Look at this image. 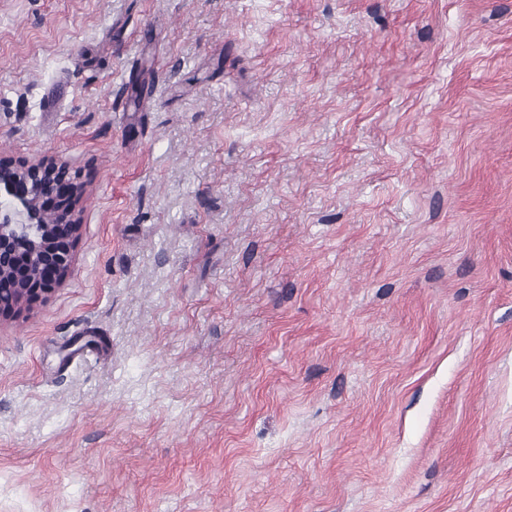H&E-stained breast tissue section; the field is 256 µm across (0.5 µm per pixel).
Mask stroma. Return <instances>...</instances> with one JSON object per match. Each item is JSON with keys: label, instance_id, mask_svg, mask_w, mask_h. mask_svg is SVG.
<instances>
[{"label": "stroma", "instance_id": "obj_1", "mask_svg": "<svg viewBox=\"0 0 512 512\" xmlns=\"http://www.w3.org/2000/svg\"><path fill=\"white\" fill-rule=\"evenodd\" d=\"M0 158V512H512V0H0ZM82 193L56 162L17 170L0 161V272L13 273L0 281V319L51 294L68 277L81 235L76 204ZM43 213H54L52 224L37 223ZM24 263H34L36 277Z\"/></svg>", "mask_w": 512, "mask_h": 512}]
</instances>
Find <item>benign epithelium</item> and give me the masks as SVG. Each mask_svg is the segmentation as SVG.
Listing matches in <instances>:
<instances>
[{"label":"benign epithelium","mask_w":512,"mask_h":512,"mask_svg":"<svg viewBox=\"0 0 512 512\" xmlns=\"http://www.w3.org/2000/svg\"><path fill=\"white\" fill-rule=\"evenodd\" d=\"M82 193L61 164L40 161L17 170L0 161V272H12L0 281V317L54 292L68 277L81 235L76 204ZM44 213L53 214V222L40 226Z\"/></svg>","instance_id":"7a95c632"}]
</instances>
